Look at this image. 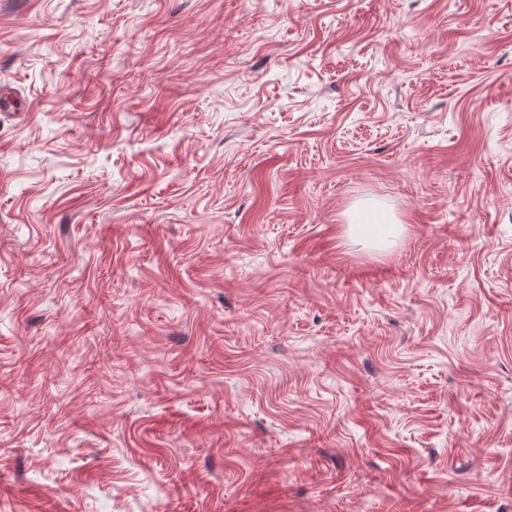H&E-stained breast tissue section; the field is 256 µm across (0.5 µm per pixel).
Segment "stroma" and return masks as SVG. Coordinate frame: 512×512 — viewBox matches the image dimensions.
Returning a JSON list of instances; mask_svg holds the SVG:
<instances>
[{
    "instance_id": "1",
    "label": "stroma",
    "mask_w": 512,
    "mask_h": 512,
    "mask_svg": "<svg viewBox=\"0 0 512 512\" xmlns=\"http://www.w3.org/2000/svg\"><path fill=\"white\" fill-rule=\"evenodd\" d=\"M0 91V512H512V0H0ZM366 211L369 210L360 209L354 213L350 228L353 232L372 239L374 241L373 246L382 247L388 243L384 237L386 235L396 234L400 225L385 213L378 211L370 213L369 216L374 219L373 222H370V220L364 216ZM369 223H376V225Z\"/></svg>"
}]
</instances>
